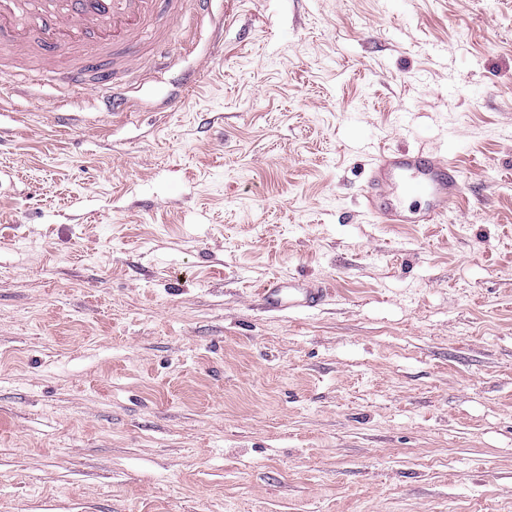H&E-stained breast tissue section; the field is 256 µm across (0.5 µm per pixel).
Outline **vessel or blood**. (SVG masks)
I'll return each instance as SVG.
<instances>
[{
  "label": "vessel or blood",
  "mask_w": 512,
  "mask_h": 512,
  "mask_svg": "<svg viewBox=\"0 0 512 512\" xmlns=\"http://www.w3.org/2000/svg\"><path fill=\"white\" fill-rule=\"evenodd\" d=\"M212 0H0V50L37 59L43 74L67 64V85L102 89L107 111L120 112L125 97L115 93L114 73L129 70L144 33L164 3L172 19L208 11ZM462 191L453 158L424 151L380 148L370 168L364 200L383 224H439ZM419 207L410 208L406 198ZM325 285L291 278L265 282L259 299L270 311H313L325 301Z\"/></svg>",
  "instance_id": "b4317fda"
}]
</instances>
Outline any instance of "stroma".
<instances>
[{
	"mask_svg": "<svg viewBox=\"0 0 512 512\" xmlns=\"http://www.w3.org/2000/svg\"><path fill=\"white\" fill-rule=\"evenodd\" d=\"M158 22L119 114L0 52V512H512V0ZM381 146L443 223L366 211ZM461 191L453 158L383 147L374 158L363 197L381 224H440ZM407 197H417L422 203L417 208L406 207ZM328 288L295 277L273 278L259 288V299L268 311H313L326 300Z\"/></svg>",
	"mask_w": 512,
	"mask_h": 512,
	"instance_id": "35a3bbf8",
	"label": "stroma"
}]
</instances>
